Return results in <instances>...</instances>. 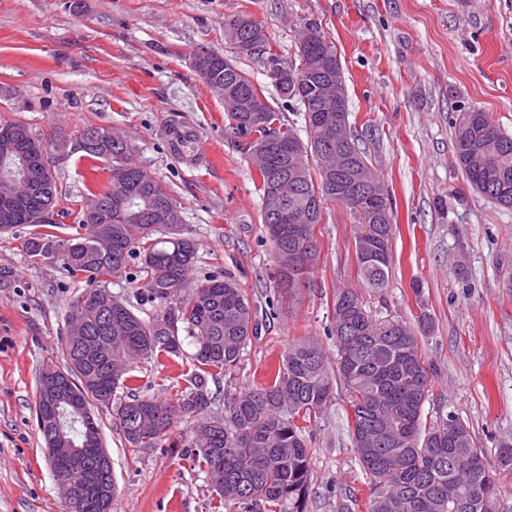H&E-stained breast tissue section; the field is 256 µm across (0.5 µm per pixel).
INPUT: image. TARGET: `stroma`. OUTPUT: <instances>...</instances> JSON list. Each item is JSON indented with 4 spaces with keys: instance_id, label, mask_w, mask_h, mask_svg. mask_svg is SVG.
<instances>
[{
    "instance_id": "obj_1",
    "label": "stroma",
    "mask_w": 512,
    "mask_h": 512,
    "mask_svg": "<svg viewBox=\"0 0 512 512\" xmlns=\"http://www.w3.org/2000/svg\"><path fill=\"white\" fill-rule=\"evenodd\" d=\"M239 14L261 23L288 62L299 60L304 26L335 45L351 131L398 226L383 291L359 274L356 216L330 201L316 226L309 285L285 293L270 278L256 171L191 65L200 47L236 60L286 120L303 125L265 69L227 37L225 20ZM472 108L512 133V0H0V121L24 122L40 137L91 124L118 129L198 243L192 278L229 271L251 297L261 331L235 374L209 380L215 408L265 382L295 340L316 337L335 357L326 330L335 291L348 288L379 322L411 325L429 309L434 328L421 347L437 376L425 413L456 414L492 459L512 443V208L472 190L455 163L454 124ZM170 117L200 136L212 163L191 168L171 154ZM54 168L65 209L109 185L101 161L65 155ZM32 231L0 235V512H66L35 390L43 365L64 363L60 338L82 289L58 260L22 251ZM184 351L134 361L144 394L165 399L185 387L194 348ZM95 414L118 488L115 512H214L211 482L185 449L132 450L110 410ZM308 444L307 512H341L351 496L368 503L375 486L352 446L344 390Z\"/></svg>"
}]
</instances>
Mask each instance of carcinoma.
I'll return each instance as SVG.
<instances>
[{
    "instance_id": "carcinoma-1",
    "label": "carcinoma",
    "mask_w": 512,
    "mask_h": 512,
    "mask_svg": "<svg viewBox=\"0 0 512 512\" xmlns=\"http://www.w3.org/2000/svg\"><path fill=\"white\" fill-rule=\"evenodd\" d=\"M226 31L234 40L241 35L258 40L245 55L261 65L280 59L264 27L249 16H235ZM200 52L201 63L210 68L202 81L224 102L228 120L235 122L232 133L246 142L257 169L262 242L275 263L271 277L288 289L296 288L309 279L318 252H313V262L292 269L293 261L308 256L306 236H299L292 250L271 237L270 161L258 147L267 140L288 142V154L279 163L291 169L293 177L281 198L298 213L310 198L353 207L349 198L328 188L327 168H344L346 160L336 150V137L320 125L313 82L296 88L289 80L272 78L280 96L303 112L304 141L281 121L264 90L236 62L209 48L195 50ZM454 154L475 191L512 207V135L487 113L470 109L455 124ZM83 156L106 163L112 173L133 165L128 144L115 146L102 137ZM41 177L44 194L20 203L9 219L0 217V225L38 226L33 214L56 207L62 190L55 171L46 169ZM89 197L106 205L100 220L80 210L78 231L71 237L34 233L23 249L31 258L57 259L71 279L85 283L67 313L63 371L86 409L100 405L112 410L130 447L161 448L176 424L191 420L189 458L200 470L218 476L214 490L219 506L238 505L243 512H306L311 479L306 436L334 398L332 382L338 380L348 393L347 422L358 461L380 485L366 512H497L500 477L512 474V446H500L496 462L485 458L475 466L479 448L467 425L450 413L430 423L424 420L433 380L419 338L433 324L426 307H420L415 328L378 323L357 294L339 290L327 329L336 340L335 362L317 340L299 339L284 351L266 382L228 397L224 409L213 412L208 378L233 373L247 342L258 335L251 299L229 271L222 278L190 280L197 242L183 221H156L158 212L176 201L147 169L134 165L124 193L107 189ZM381 228L383 238L378 241L360 235L354 241L359 272L379 291L388 285L389 241L396 231L389 207ZM133 261L142 274L146 300L159 307L151 319L134 313L108 288V279L122 275ZM103 295L112 297V306L87 303ZM75 316L83 321V340L100 348L98 354L78 355L79 342L69 329ZM183 332L194 348L188 385L172 401L139 394L130 375L132 360L182 355ZM51 370L58 367L47 366L39 373L38 411L50 401L45 382ZM120 390L126 395H118ZM59 410L67 436L84 445L83 421L73 420L64 401Z\"/></svg>"
}]
</instances>
